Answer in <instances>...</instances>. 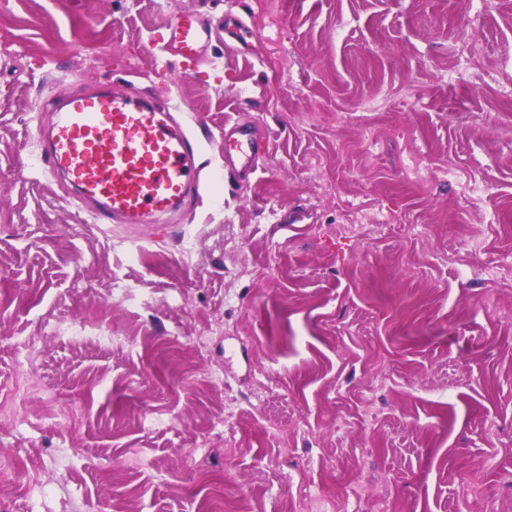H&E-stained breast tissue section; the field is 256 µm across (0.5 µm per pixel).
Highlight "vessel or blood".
Masks as SVG:
<instances>
[{
  "label": "vessel or blood",
  "instance_id": "1",
  "mask_svg": "<svg viewBox=\"0 0 512 512\" xmlns=\"http://www.w3.org/2000/svg\"><path fill=\"white\" fill-rule=\"evenodd\" d=\"M210 36L209 27L188 15L158 41L190 66ZM198 149L168 107L128 88L105 87L67 97L57 107L49 148L31 155L27 167L50 177L63 174L95 223L148 227L197 198ZM261 149L253 132L225 125V165L239 159L251 170Z\"/></svg>",
  "mask_w": 512,
  "mask_h": 512
}]
</instances>
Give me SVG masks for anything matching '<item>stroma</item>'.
<instances>
[{"label": "stroma", "mask_w": 512, "mask_h": 512, "mask_svg": "<svg viewBox=\"0 0 512 512\" xmlns=\"http://www.w3.org/2000/svg\"><path fill=\"white\" fill-rule=\"evenodd\" d=\"M185 14L193 68L154 42ZM127 83L204 121L202 175L255 128L250 180L149 234L25 167L57 100ZM25 376L0 469L39 481L0 512H512V0H0Z\"/></svg>", "instance_id": "stroma-1"}]
</instances>
